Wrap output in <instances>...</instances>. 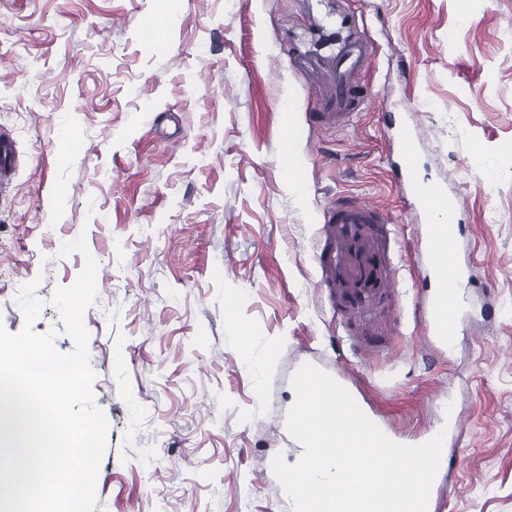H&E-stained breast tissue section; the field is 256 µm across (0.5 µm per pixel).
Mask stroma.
Listing matches in <instances>:
<instances>
[{
  "label": "stroma",
  "instance_id": "stroma-1",
  "mask_svg": "<svg viewBox=\"0 0 512 512\" xmlns=\"http://www.w3.org/2000/svg\"><path fill=\"white\" fill-rule=\"evenodd\" d=\"M365 22L371 94L353 125L313 122L304 63ZM512 0H0V324L37 281L34 329L72 339L52 298L85 234L111 278L84 311L94 403L107 416L95 512H293L275 455L304 363L356 377L353 396L404 440L447 413L461 454L443 512H512ZM290 99L283 109L281 99ZM418 169L457 209L468 318L447 353L416 311L414 222L390 175L387 100ZM292 143L296 165L283 149ZM303 185L289 189L290 179ZM337 197L389 217L336 262L374 269L372 316L332 306L320 214Z\"/></svg>",
  "mask_w": 512,
  "mask_h": 512
}]
</instances>
